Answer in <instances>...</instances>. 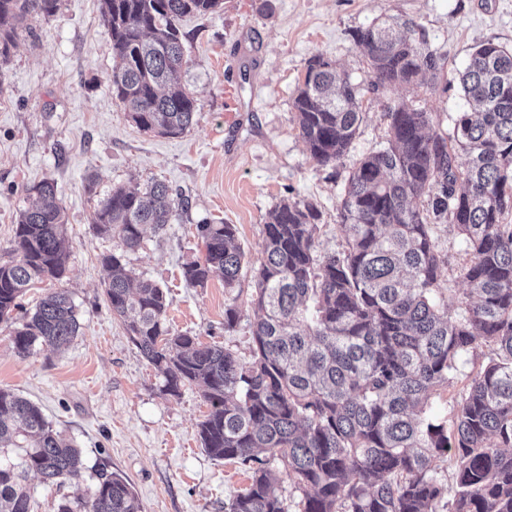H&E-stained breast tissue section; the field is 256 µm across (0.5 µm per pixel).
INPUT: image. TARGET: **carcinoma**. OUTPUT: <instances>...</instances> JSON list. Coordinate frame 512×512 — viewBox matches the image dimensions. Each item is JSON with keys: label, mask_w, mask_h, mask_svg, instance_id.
<instances>
[{"label": "carcinoma", "mask_w": 512, "mask_h": 512, "mask_svg": "<svg viewBox=\"0 0 512 512\" xmlns=\"http://www.w3.org/2000/svg\"><path fill=\"white\" fill-rule=\"evenodd\" d=\"M221 0H101V17L119 59L112 98L145 132L178 137L199 104L181 84L187 65L180 21L214 13ZM60 0H0V62L9 58L28 16H54ZM371 24L354 33L378 90L438 78L436 52L400 29ZM460 83L476 112H461L452 132L432 130V114L388 107L389 139L349 172L340 219L345 244L318 250L319 212L310 202L281 200L267 215L260 258L235 244L234 224H199L204 262L184 268L204 286L224 276V330L250 318L251 360L229 346L206 345L167 324V295L150 279L134 280L123 255L102 257L104 295L134 346L154 367L160 391L194 386L209 406L198 424L213 459L251 470V483L224 512H512V49L487 42L470 55ZM291 110L309 158L336 164L363 120L358 86L336 64L311 57ZM468 161L457 162V150ZM39 203L20 213L17 259L0 263V320L22 308L28 288L61 279L68 252L54 185L36 188ZM427 197L419 210L411 199ZM185 206L163 182L120 186L100 201L97 231L122 251L141 246L147 225L163 229ZM457 229L468 259L460 311H448L439 286L448 259L433 228ZM252 292L239 303L244 277ZM80 324L69 292L48 293L14 331L18 354L61 348ZM496 346L466 387L453 420L428 414L454 386L460 362L479 346ZM22 450L14 462L0 447V512H32L30 474L45 484L78 481L81 449L33 403L0 388V444ZM455 464V484L437 477ZM85 494L62 498L57 512H141L121 474L101 464ZM288 493H283V479Z\"/></svg>", "instance_id": "cac0c4a2"}]
</instances>
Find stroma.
Segmentation results:
<instances>
[{"label":"stroma","mask_w":512,"mask_h":512,"mask_svg":"<svg viewBox=\"0 0 512 512\" xmlns=\"http://www.w3.org/2000/svg\"><path fill=\"white\" fill-rule=\"evenodd\" d=\"M378 18L415 22L416 37L440 57L438 79L372 89L352 34ZM180 29L188 60L182 82L199 108L176 138L138 129L113 99L116 59L100 0H61L55 16L27 19L0 65V261L13 257L15 224L35 202V186L54 183L66 219V272L35 283L23 303L31 311L48 292L67 289L80 323L63 351L40 347L23 357L14 345L18 320L0 322V388L35 403L81 448L87 466L105 461L123 475L142 512H224L229 498L249 486L250 473L204 453L197 424L209 407L198 389L163 395L154 368L113 318L101 257L118 242L95 230L99 201L113 187L156 180L181 194L187 210L162 230L147 229L124 260L136 276L165 289L172 331L232 346L249 361V320L224 328L222 275L203 287L183 277L186 264L205 257L198 225H236L241 249L255 258L268 211L288 197L319 210L321 251L341 250L346 178L386 140L388 106L403 101L424 109L439 132L451 131L467 109L457 72L474 48H512V0H224L215 13L183 18ZM315 55L358 83L366 112L349 152L327 167L309 158L291 110ZM434 238L449 258L440 285L453 309L466 288L461 240L447 225L436 226ZM493 355V345L484 344L467 357L432 414L452 418L469 376Z\"/></svg>","instance_id":"obj_1"}]
</instances>
